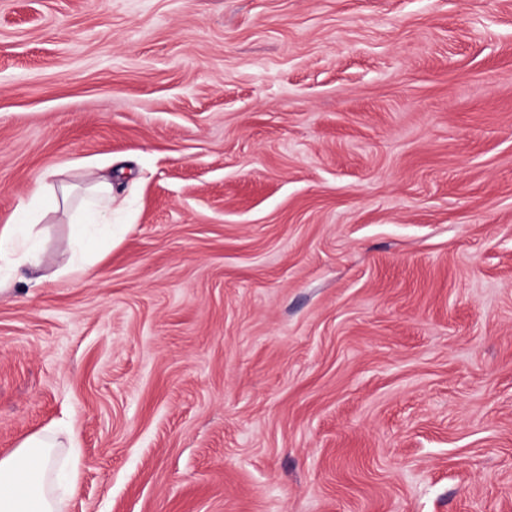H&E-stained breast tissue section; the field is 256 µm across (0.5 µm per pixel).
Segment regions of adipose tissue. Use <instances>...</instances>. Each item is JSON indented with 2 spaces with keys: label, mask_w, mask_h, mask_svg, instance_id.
<instances>
[{
  "label": "adipose tissue",
  "mask_w": 512,
  "mask_h": 512,
  "mask_svg": "<svg viewBox=\"0 0 512 512\" xmlns=\"http://www.w3.org/2000/svg\"><path fill=\"white\" fill-rule=\"evenodd\" d=\"M35 195L40 199H60L64 208L75 210L69 254L64 272L81 270L85 259L100 244L99 233L114 234L103 217L112 208V183L106 176L90 179L79 196L57 191L50 174H43ZM71 428L63 427L24 439L15 450L0 457V512H63L56 494L57 452L64 441L73 440Z\"/></svg>",
  "instance_id": "obj_1"
}]
</instances>
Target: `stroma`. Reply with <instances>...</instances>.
I'll return each instance as SVG.
<instances>
[{
	"instance_id": "stroma-1",
	"label": "stroma",
	"mask_w": 512,
	"mask_h": 512,
	"mask_svg": "<svg viewBox=\"0 0 512 512\" xmlns=\"http://www.w3.org/2000/svg\"><path fill=\"white\" fill-rule=\"evenodd\" d=\"M0 457L65 512H512V0H0ZM53 177V172H46L39 178L35 197L51 199L56 209L61 202L64 208L74 209L78 215L76 223L72 224L69 254L61 269L63 273H70L83 269L85 259L97 251L100 239L95 233L105 232L113 236L121 234L124 229H114L112 224L103 222L105 213L112 209V182L108 177L91 178L76 200L65 188L61 191L60 200L56 187L50 182ZM34 212H23L15 221L0 230V258L17 254L20 238H32L33 228L37 224ZM74 440L69 427L49 430L24 439L0 457V512H62L56 495L57 452Z\"/></svg>"
}]
</instances>
